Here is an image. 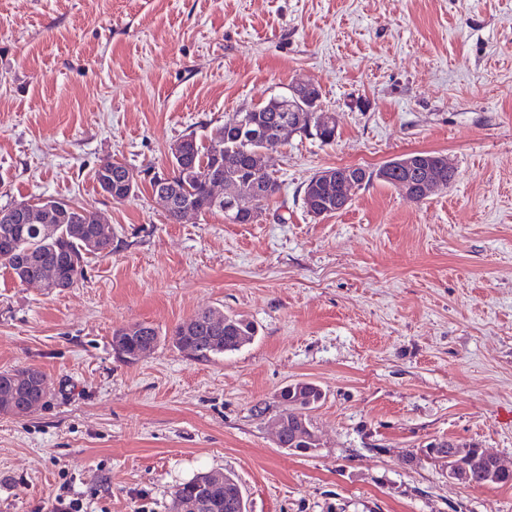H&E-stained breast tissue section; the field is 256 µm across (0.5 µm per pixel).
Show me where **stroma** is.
<instances>
[{"instance_id":"stroma-1","label":"stroma","mask_w":512,"mask_h":512,"mask_svg":"<svg viewBox=\"0 0 512 512\" xmlns=\"http://www.w3.org/2000/svg\"><path fill=\"white\" fill-rule=\"evenodd\" d=\"M296 84L336 139L267 153L282 191L262 219L168 220L150 179L174 144ZM418 151L450 158L448 188L303 206L318 170ZM113 160L139 173L124 202L93 178ZM49 197L114 240L60 292L0 269V370L52 391L0 415V512H170L209 470L248 512H512V485H458L420 453L451 439L512 465V0H0V206ZM209 308L256 336L207 362L112 347ZM296 381L323 391L305 452L276 445ZM117 332L119 335L116 334L115 336L119 337L122 342L120 345L115 347V350L122 357H125V348L127 349L128 354L132 355L134 350L141 344L142 340L152 338L155 340L156 344H158L161 342L162 338L154 327L145 324H137L131 328L129 327L128 329H122ZM124 339H127L126 347H124Z\"/></svg>"}]
</instances>
